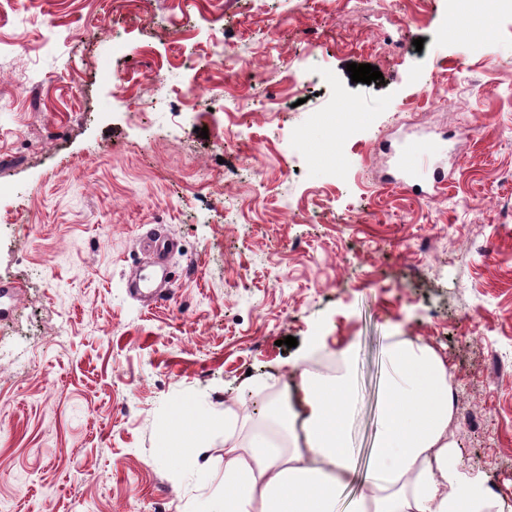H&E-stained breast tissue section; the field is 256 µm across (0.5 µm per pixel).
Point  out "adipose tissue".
Wrapping results in <instances>:
<instances>
[{"label":"adipose tissue","mask_w":512,"mask_h":512,"mask_svg":"<svg viewBox=\"0 0 512 512\" xmlns=\"http://www.w3.org/2000/svg\"><path fill=\"white\" fill-rule=\"evenodd\" d=\"M386 354L367 460L345 430L347 375L322 379L304 369L300 429L286 408L268 403V429L225 449L224 497L204 512H336L340 491L356 481L362 491L351 512H496L481 476L459 466L447 360L419 338L388 337Z\"/></svg>","instance_id":"adipose-tissue-1"}]
</instances>
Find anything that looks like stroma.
I'll use <instances>...</instances> for the list:
<instances>
[{"instance_id":"1","label":"stroma","mask_w":512,"mask_h":512,"mask_svg":"<svg viewBox=\"0 0 512 512\" xmlns=\"http://www.w3.org/2000/svg\"><path fill=\"white\" fill-rule=\"evenodd\" d=\"M451 10L0 0V512H198L225 446L349 344L336 370L368 452L391 334L447 357L482 417L452 425L460 464L512 506V12ZM217 54L232 67L208 69ZM345 106L356 120L334 121ZM411 139L435 144L442 189L388 183L383 145ZM153 227L176 247L143 301L129 276ZM197 416L203 447H166Z\"/></svg>"}]
</instances>
